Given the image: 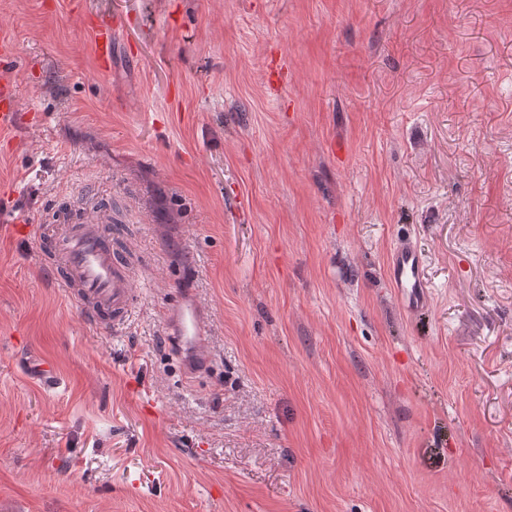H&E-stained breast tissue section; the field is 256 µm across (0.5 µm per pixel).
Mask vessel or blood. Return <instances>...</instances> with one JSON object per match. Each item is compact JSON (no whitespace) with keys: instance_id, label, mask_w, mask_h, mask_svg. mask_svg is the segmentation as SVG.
Segmentation results:
<instances>
[{"instance_id":"b4317fda","label":"vessel or blood","mask_w":512,"mask_h":512,"mask_svg":"<svg viewBox=\"0 0 512 512\" xmlns=\"http://www.w3.org/2000/svg\"><path fill=\"white\" fill-rule=\"evenodd\" d=\"M118 25L108 18L93 24L94 52L100 69H108L112 58V38ZM18 101L10 82L0 83V130L12 127ZM63 231L48 224L39 233L48 255L59 264L57 283L95 323L112 320L122 325L133 304V279L122 258L112 248V240L103 216L89 215L83 209L64 215ZM422 259L408 241L393 251L388 264V278L401 307L413 314L429 302V293L421 275ZM174 339L179 350H188L196 360L207 362V333L200 308L182 303L172 308Z\"/></svg>"}]
</instances>
